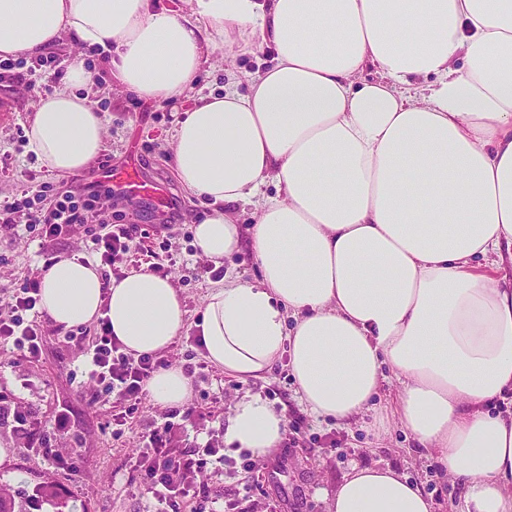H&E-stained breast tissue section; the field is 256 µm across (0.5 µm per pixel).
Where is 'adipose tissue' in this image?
Instances as JSON below:
<instances>
[{
	"mask_svg": "<svg viewBox=\"0 0 512 512\" xmlns=\"http://www.w3.org/2000/svg\"><path fill=\"white\" fill-rule=\"evenodd\" d=\"M105 54L115 85L145 100L191 99L174 136L183 187L205 199L194 243L213 261L245 251L261 281L225 279L199 325L206 359L240 382L287 359L299 399L340 424L376 410L461 488L457 512H512V0H0V59L65 37ZM270 59L247 92L196 89L208 51ZM377 71L364 79L366 69ZM73 64L25 127L59 174L90 169L104 121ZM274 195H266V186ZM255 204L242 232L231 205ZM56 327L108 318L132 357L169 348L185 309L168 278L105 279L71 256L42 276ZM394 408L376 397L388 376ZM190 378L167 368L151 400L179 408ZM287 419L239 398L224 431L261 459ZM329 512H435L388 466H353Z\"/></svg>",
	"mask_w": 512,
	"mask_h": 512,
	"instance_id": "adipose-tissue-1",
	"label": "adipose tissue"
}]
</instances>
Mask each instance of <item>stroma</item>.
Instances as JSON below:
<instances>
[{"mask_svg": "<svg viewBox=\"0 0 512 512\" xmlns=\"http://www.w3.org/2000/svg\"><path fill=\"white\" fill-rule=\"evenodd\" d=\"M53 53L63 66L81 61L97 73L106 128L100 157L108 161L110 170L137 166L143 180L162 185L172 198L171 211L166 214L147 196L114 194L112 221L131 226L137 249L117 261L112 270L126 274L157 266L179 291L185 327L161 357L190 377L192 396L177 409L160 407L146 396L129 406L118 393L88 377V350L96 340V324L84 325V339L76 345L66 341L64 330L43 321L38 358H27L12 345L0 344V391L37 408L48 428H57V416L66 414V433H79L85 445L70 452L64 464L47 461L25 448L15 449L11 462L0 466V479L11 483L24 498L39 486L54 484L70 493L77 512H153L154 501L143 479L131 469V457L147 446L154 431L167 427L180 448H200L210 440H223L234 403L249 393L284 410L285 438L276 452L262 459L260 470L244 468L243 457L230 454L224 457L223 472L206 469L201 479L209 497L239 504L250 512H267L272 503L278 512H328L326 495L335 491L351 465H387L430 495L437 512H451L459 501L458 484L400 426L380 434L372 410L347 426L314 418L299 402L287 363H280L267 379L243 383L205 359L193 339L206 298L216 284L215 267L246 284L258 283L260 270L248 253L225 257L217 266L193 246L190 233L204 205L183 189L172 162L175 124L189 103H147L120 90L98 58L74 39H64ZM266 59L261 51L243 54L217 47L203 62L198 85L208 91L219 89L227 83V71L242 77ZM26 69L23 61L14 69H0V199L21 197L43 181L76 187L83 179L79 172L63 176L48 171L23 145L25 125L40 98L39 92L20 79ZM72 255L95 263L100 260L83 229L50 243L41 238L39 229L0 223V315L8 314L13 295L40 273L46 260ZM118 414L125 417L120 426L114 423Z\"/></svg>", "mask_w": 512, "mask_h": 512, "instance_id": "1", "label": "stroma"}]
</instances>
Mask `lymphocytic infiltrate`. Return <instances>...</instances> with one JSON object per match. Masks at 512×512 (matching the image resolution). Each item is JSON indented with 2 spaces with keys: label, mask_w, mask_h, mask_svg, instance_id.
<instances>
[{
  "label": "lymphocytic infiltrate",
  "mask_w": 512,
  "mask_h": 512,
  "mask_svg": "<svg viewBox=\"0 0 512 512\" xmlns=\"http://www.w3.org/2000/svg\"><path fill=\"white\" fill-rule=\"evenodd\" d=\"M91 211L99 216L91 239L101 261L110 265L116 258L130 254L133 237L128 227L112 221V188L93 175L76 189L44 182L22 198L0 201V222L40 226L43 238L53 242L70 236L78 225L86 223ZM40 287L39 278L28 279L12 299L11 315L0 317V343L12 344L30 358L41 352L42 333L36 321L24 320L23 315L38 307ZM160 366L154 356L134 359L123 353L106 319H99L96 343L90 352L92 381L117 390L124 400L137 401ZM223 461L224 450L219 442L183 451L173 446L172 437L166 432L151 435L149 448L133 458L132 467L152 493L156 512H177L184 501L205 498V488L197 476L208 463Z\"/></svg>",
  "instance_id": "lymphocytic-infiltrate-1"
}]
</instances>
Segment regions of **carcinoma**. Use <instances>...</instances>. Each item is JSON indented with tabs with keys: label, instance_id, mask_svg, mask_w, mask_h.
<instances>
[{
	"label": "carcinoma",
	"instance_id": "cac0c4a2",
	"mask_svg": "<svg viewBox=\"0 0 512 512\" xmlns=\"http://www.w3.org/2000/svg\"><path fill=\"white\" fill-rule=\"evenodd\" d=\"M0 441L8 448H82L83 438L72 433L58 435L46 429L39 418L38 411L24 406L14 398L0 393ZM17 493L9 483H0V512H24L16 508ZM36 496L53 502L59 508L68 507L66 493L53 485H43L37 489Z\"/></svg>",
	"mask_w": 512,
	"mask_h": 512
}]
</instances>
